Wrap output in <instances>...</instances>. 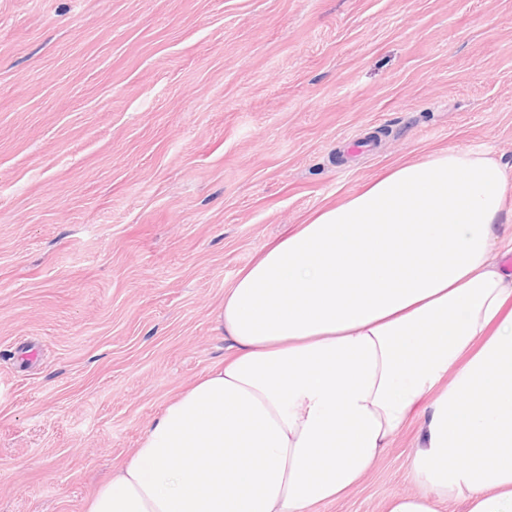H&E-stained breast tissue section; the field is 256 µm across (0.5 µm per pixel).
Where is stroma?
<instances>
[{"mask_svg":"<svg viewBox=\"0 0 512 512\" xmlns=\"http://www.w3.org/2000/svg\"><path fill=\"white\" fill-rule=\"evenodd\" d=\"M450 146L512 165V0H0V512H84L238 272ZM414 436L313 512L412 491Z\"/></svg>","mask_w":512,"mask_h":512,"instance_id":"35a3bbf8","label":"stroma"}]
</instances>
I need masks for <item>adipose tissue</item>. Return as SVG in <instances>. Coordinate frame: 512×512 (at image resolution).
Returning <instances> with one entry per match:
<instances>
[{
  "label": "adipose tissue",
  "instance_id": "1",
  "mask_svg": "<svg viewBox=\"0 0 512 512\" xmlns=\"http://www.w3.org/2000/svg\"><path fill=\"white\" fill-rule=\"evenodd\" d=\"M512 173L451 147L289 229L217 311L231 354L171 400L85 512H310L416 434L384 512H512Z\"/></svg>",
  "mask_w": 512,
  "mask_h": 512
}]
</instances>
